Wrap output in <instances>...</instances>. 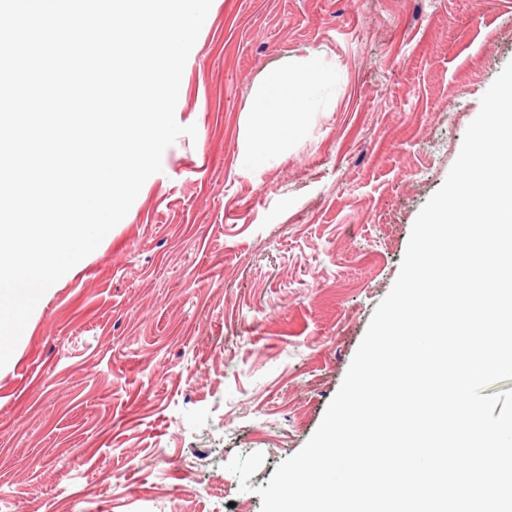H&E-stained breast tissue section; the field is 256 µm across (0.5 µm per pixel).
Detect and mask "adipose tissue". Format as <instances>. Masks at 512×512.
<instances>
[{
    "label": "adipose tissue",
    "mask_w": 512,
    "mask_h": 512,
    "mask_svg": "<svg viewBox=\"0 0 512 512\" xmlns=\"http://www.w3.org/2000/svg\"><path fill=\"white\" fill-rule=\"evenodd\" d=\"M325 81V73L314 66L269 74L252 102L254 135L246 155L248 162L262 164L303 133L311 102Z\"/></svg>",
    "instance_id": "1"
}]
</instances>
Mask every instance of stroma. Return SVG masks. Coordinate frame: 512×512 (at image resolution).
<instances>
[{
    "label": "stroma",
    "instance_id": "obj_1",
    "mask_svg": "<svg viewBox=\"0 0 512 512\" xmlns=\"http://www.w3.org/2000/svg\"><path fill=\"white\" fill-rule=\"evenodd\" d=\"M305 61L332 81L303 134L245 163L254 92ZM511 61L512 0H212L175 108L196 137L0 368V512H261Z\"/></svg>",
    "mask_w": 512,
    "mask_h": 512
}]
</instances>
